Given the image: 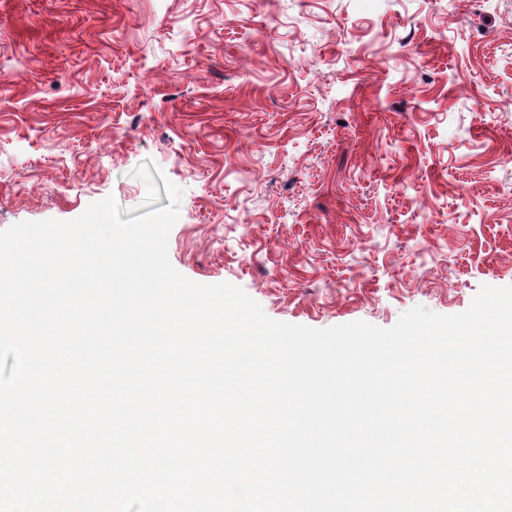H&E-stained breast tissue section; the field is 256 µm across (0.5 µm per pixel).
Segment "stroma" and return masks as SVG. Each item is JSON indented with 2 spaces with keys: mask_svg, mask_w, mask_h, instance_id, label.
<instances>
[{
  "mask_svg": "<svg viewBox=\"0 0 512 512\" xmlns=\"http://www.w3.org/2000/svg\"><path fill=\"white\" fill-rule=\"evenodd\" d=\"M183 189L169 258L273 320L512 285V0H0V230Z\"/></svg>",
  "mask_w": 512,
  "mask_h": 512,
  "instance_id": "35a3bbf8",
  "label": "stroma"
}]
</instances>
